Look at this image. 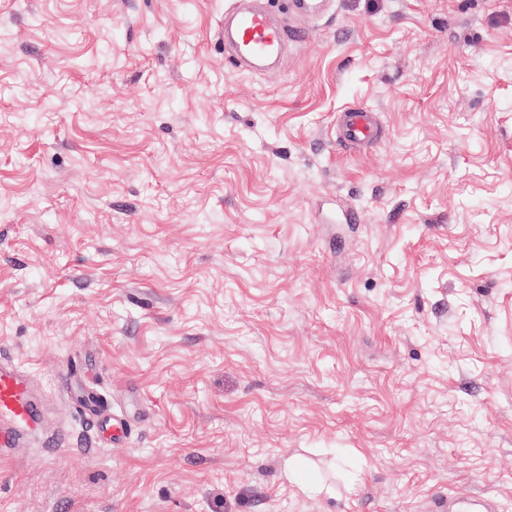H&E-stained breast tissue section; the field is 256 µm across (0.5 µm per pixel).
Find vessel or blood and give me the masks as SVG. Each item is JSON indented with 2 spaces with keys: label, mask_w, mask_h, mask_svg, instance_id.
I'll return each mask as SVG.
<instances>
[{
  "label": "vessel or blood",
  "mask_w": 512,
  "mask_h": 512,
  "mask_svg": "<svg viewBox=\"0 0 512 512\" xmlns=\"http://www.w3.org/2000/svg\"><path fill=\"white\" fill-rule=\"evenodd\" d=\"M288 11L296 19V27L283 26L262 5L233 11L224 21L227 60L240 68L268 69L283 56L291 42L305 35L304 23L320 15L321 0H288ZM379 134L376 113L353 107L346 111L337 139L347 145L367 146ZM64 381L71 390L77 414L84 419L97 416L99 394L79 387L75 375H65ZM45 415V401L34 376L12 357L0 353V453L9 454L26 438L44 435ZM44 437L45 445L62 448L67 444L68 433L60 429Z\"/></svg>",
  "instance_id": "vessel-or-blood-1"
}]
</instances>
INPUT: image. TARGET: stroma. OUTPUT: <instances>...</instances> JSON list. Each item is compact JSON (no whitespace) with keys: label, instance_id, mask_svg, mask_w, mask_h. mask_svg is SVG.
Listing matches in <instances>:
<instances>
[{"label":"stroma","instance_id":"obj_1","mask_svg":"<svg viewBox=\"0 0 512 512\" xmlns=\"http://www.w3.org/2000/svg\"><path fill=\"white\" fill-rule=\"evenodd\" d=\"M235 5L0 0V348L73 433L0 512H512V0H332L273 74ZM380 135V124L375 112L353 107L345 112L336 141L346 145L367 146ZM77 371L68 372L63 382L70 387L72 401L76 410V413L82 419L92 418L98 415L100 408V394L93 390L82 388L78 386V377L74 374Z\"/></svg>","mask_w":512,"mask_h":512}]
</instances>
